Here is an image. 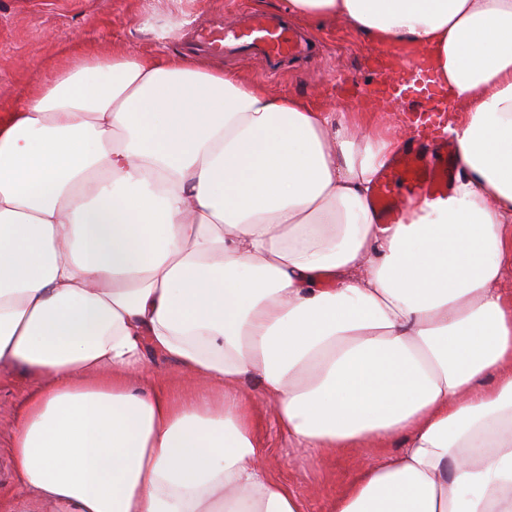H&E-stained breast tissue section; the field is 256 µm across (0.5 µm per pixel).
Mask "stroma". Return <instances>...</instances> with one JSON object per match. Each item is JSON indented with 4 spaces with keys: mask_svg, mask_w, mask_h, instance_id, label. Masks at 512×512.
<instances>
[{
    "mask_svg": "<svg viewBox=\"0 0 512 512\" xmlns=\"http://www.w3.org/2000/svg\"><path fill=\"white\" fill-rule=\"evenodd\" d=\"M284 0H0V113L7 112L45 76L49 67L88 45L99 53L119 47L141 55L188 56L199 67L259 83L277 95L298 96L331 112L364 114L389 134L408 139L405 115L414 102H382L383 75L398 76V66L417 53L378 46L345 25L312 30L300 27L308 42L303 56L277 64L237 55L204 53L200 28L228 23L241 11L281 13ZM167 30L165 41L156 33ZM31 387L23 371L0 376V497L22 512L25 495L14 482L7 452L14 413ZM270 456V471L301 497L306 512H324L353 469L367 457L336 454L314 458L290 446L273 420L260 434Z\"/></svg>",
    "mask_w": 512,
    "mask_h": 512,
    "instance_id": "1",
    "label": "stroma"
}]
</instances>
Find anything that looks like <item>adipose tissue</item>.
Instances as JSON below:
<instances>
[{"mask_svg": "<svg viewBox=\"0 0 512 512\" xmlns=\"http://www.w3.org/2000/svg\"><path fill=\"white\" fill-rule=\"evenodd\" d=\"M427 50L447 197L385 223L399 138L182 56L55 66L0 123V373L34 512H303L259 438L399 451L324 512H512V0H287ZM204 392L151 377L146 352Z\"/></svg>", "mask_w": 512, "mask_h": 512, "instance_id": "obj_1", "label": "adipose tissue"}]
</instances>
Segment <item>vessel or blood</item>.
I'll return each mask as SVG.
<instances>
[{
  "mask_svg": "<svg viewBox=\"0 0 512 512\" xmlns=\"http://www.w3.org/2000/svg\"><path fill=\"white\" fill-rule=\"evenodd\" d=\"M201 43L213 53L240 51L259 60L287 57L308 48L294 29L272 14L248 15L236 30L206 31ZM410 124L418 140L434 142L435 148L427 154L415 147L403 149L381 171L372 202L390 223L399 219L408 201L446 195L455 177V149L441 114L419 112Z\"/></svg>",
  "mask_w": 512,
  "mask_h": 512,
  "instance_id": "b4317fda",
  "label": "vessel or blood"
}]
</instances>
